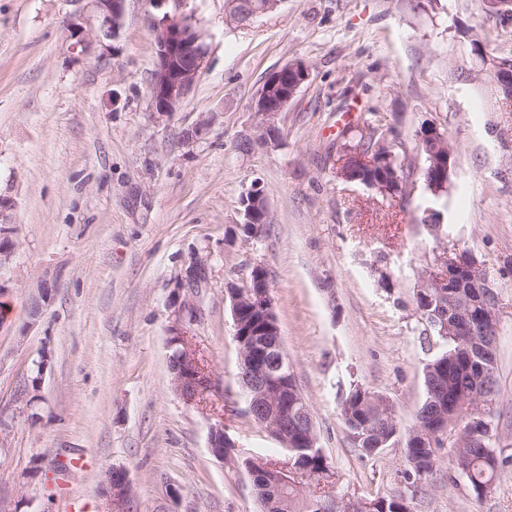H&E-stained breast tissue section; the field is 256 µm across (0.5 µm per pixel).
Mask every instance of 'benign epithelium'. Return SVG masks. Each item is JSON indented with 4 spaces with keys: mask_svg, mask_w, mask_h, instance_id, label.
<instances>
[{
    "mask_svg": "<svg viewBox=\"0 0 512 512\" xmlns=\"http://www.w3.org/2000/svg\"><path fill=\"white\" fill-rule=\"evenodd\" d=\"M93 7L96 25L89 27L84 18L76 15L69 25L70 38L79 45L84 42L86 31L92 30L101 43L116 38L123 24L125 0H89ZM152 6L160 17L153 24L156 46V68L149 86L151 111L167 115L176 110L180 102L192 90L199 73L204 67L206 46L203 34L195 16L186 10V0H152ZM490 74L503 87L512 86V61L507 58L491 59ZM309 80V67L302 61L287 63L272 72L263 83L253 100V110L258 118L259 135L253 143L272 150L280 146V115L297 96ZM421 138L434 144V150L442 154H432V166L428 173L434 181L445 182L451 176L454 166V151L446 145L440 129L432 124L425 127ZM347 158L356 166L377 172V177L365 182V186L377 193L385 191V180L389 178L385 160L374 149L368 152L353 151ZM16 241L11 224H0V295L7 290V274L14 257ZM419 287L435 297L448 296V331L455 334H468L464 340L467 351L475 352L470 357V367L482 378L492 376L494 366L493 346L487 341L473 338L472 325L497 326V309L489 307L488 298L494 294L485 269L478 264L466 249H458L448 255L443 248L436 253L435 262L424 268L419 275ZM231 311L234 329H239L238 309L245 303L267 315H272L273 304L271 285L266 277L252 280L244 289L230 292ZM50 300L49 286L41 283L38 294L33 296L29 307L30 322L34 325L41 317ZM184 344L180 335L170 341L172 354V374L176 391L187 402H193L211 387L210 375L200 369L189 355L181 354L178 346ZM245 364L244 380L252 393L249 411L255 416L274 413L276 406L288 410V382L280 379L274 371L261 363L269 351L262 339L241 340ZM45 360L35 364V376L21 390V397L32 398L39 391ZM447 425L446 415L440 411L427 416L412 429V434H429ZM209 448L217 458H224V424L218 423L210 430ZM105 493L110 499L109 512H128L131 482L127 472L121 468L109 471L105 478Z\"/></svg>",
    "mask_w": 512,
    "mask_h": 512,
    "instance_id": "1",
    "label": "benign epithelium"
}]
</instances>
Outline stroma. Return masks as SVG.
<instances>
[{"instance_id":"1","label":"stroma","mask_w":512,"mask_h":512,"mask_svg":"<svg viewBox=\"0 0 512 512\" xmlns=\"http://www.w3.org/2000/svg\"><path fill=\"white\" fill-rule=\"evenodd\" d=\"M87 7L0 0V223L17 241L0 298V512H108L103 481L116 467L131 481L130 512H260L241 460L281 449L240 395L229 295L256 265L341 492H409L412 512H512V464L479 498L447 446L413 493L403 439L365 455L340 416L359 385L386 398L402 429L415 424L433 355L417 331V274L440 247L464 248L498 296L490 424L496 454L512 457V105L488 64L512 58V16L484 21L481 0H283L238 27L224 0H187L206 63L159 116L150 0H127L107 48L69 36ZM295 60L310 81L280 116L281 146L242 151L265 78ZM366 112L410 154L422 128L444 130L457 147L447 191L417 184L391 210L337 179V131ZM256 184L273 215L257 241L238 230ZM429 210L446 234L422 225ZM198 263L190 294L181 284ZM43 282L52 297L33 324ZM179 328L211 377L193 403L169 364ZM43 355L41 398L29 404L17 391ZM218 422L237 447L223 460L208 448Z\"/></svg>"}]
</instances>
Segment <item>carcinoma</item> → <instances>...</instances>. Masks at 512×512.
<instances>
[{
    "label": "carcinoma",
    "instance_id": "carcinoma-1",
    "mask_svg": "<svg viewBox=\"0 0 512 512\" xmlns=\"http://www.w3.org/2000/svg\"><path fill=\"white\" fill-rule=\"evenodd\" d=\"M270 0H240L234 23L247 25L265 15L266 4ZM338 135L345 140L348 149L362 146L375 148L380 142L387 143L385 149L387 165L396 170L397 178L387 184L386 192L381 197L402 203L408 201L411 192L409 182L413 179L425 181L424 169L431 165L429 150L423 142L416 144L417 154L423 160L421 166H415L413 159L406 154L403 144L396 139H389L380 132L376 115L351 126L346 124ZM416 309L420 311V334L433 337L441 345L424 367L425 400L448 404L458 403L457 416L448 426L454 431L458 427V418L467 415L472 402V392L481 387L482 382L466 373L467 354L462 349L458 336L449 335L444 330L437 315L440 301L432 296L415 293ZM241 331L257 332L262 326L261 318L253 307L244 305L240 308ZM306 412V403L288 399V427L297 447L284 449V458L301 470L304 478L288 485L286 490H277L274 478L277 472L264 470L257 461L253 464L257 472L253 480L260 496L274 498L270 512H346L339 506L345 494L338 493L336 500H331L332 492L328 487L333 484L335 475L327 457L307 449L306 430L294 426L296 420ZM340 415L355 444L367 455H375L389 447L400 434L399 423L392 408L382 404V396L372 393L361 386L351 388L342 401ZM462 442L456 444L455 464L457 470L469 482L472 492L481 497L491 488L498 475V461L491 446L490 421H478L474 424L464 423ZM447 436L429 438L406 434L407 469L404 479L415 485L417 480L429 474L437 463V451L444 444ZM372 504L371 512H411L409 499L403 496L376 495L368 499Z\"/></svg>",
    "mask_w": 512,
    "mask_h": 512
}]
</instances>
